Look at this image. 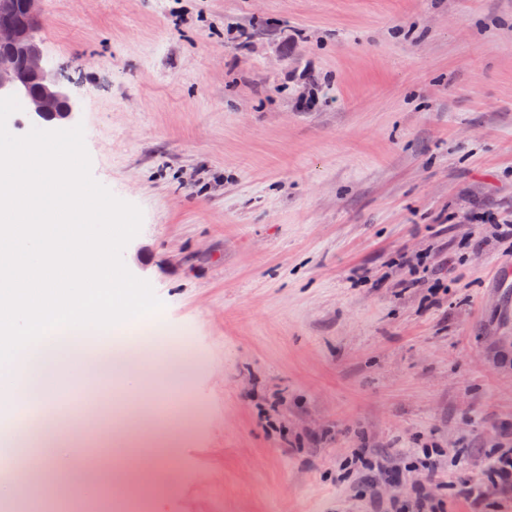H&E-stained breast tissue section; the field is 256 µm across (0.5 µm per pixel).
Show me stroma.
Wrapping results in <instances>:
<instances>
[{"label": "stroma", "instance_id": "stroma-1", "mask_svg": "<svg viewBox=\"0 0 512 512\" xmlns=\"http://www.w3.org/2000/svg\"><path fill=\"white\" fill-rule=\"evenodd\" d=\"M190 406L126 512H512V0H42ZM419 256L410 286L404 257ZM443 454L436 470L418 450ZM466 449L467 467L454 466ZM389 479L344 475L358 452ZM488 470L502 485H512V448L492 455L488 461Z\"/></svg>", "mask_w": 512, "mask_h": 512}]
</instances>
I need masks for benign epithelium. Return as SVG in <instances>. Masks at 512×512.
<instances>
[{"label":"benign epithelium","instance_id":"1","mask_svg":"<svg viewBox=\"0 0 512 512\" xmlns=\"http://www.w3.org/2000/svg\"><path fill=\"white\" fill-rule=\"evenodd\" d=\"M40 3L23 0L22 22H0V97L26 96L28 114L36 122H68L76 114V104L46 66L36 36L41 24Z\"/></svg>","mask_w":512,"mask_h":512}]
</instances>
